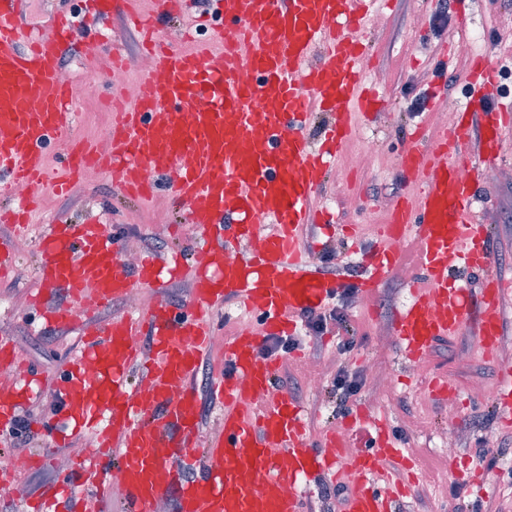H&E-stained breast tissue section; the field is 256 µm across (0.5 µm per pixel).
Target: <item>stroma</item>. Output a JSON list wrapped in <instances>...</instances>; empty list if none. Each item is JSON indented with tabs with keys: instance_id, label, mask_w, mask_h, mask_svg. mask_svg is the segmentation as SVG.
<instances>
[{
	"instance_id": "1",
	"label": "stroma",
	"mask_w": 512,
	"mask_h": 512,
	"mask_svg": "<svg viewBox=\"0 0 512 512\" xmlns=\"http://www.w3.org/2000/svg\"><path fill=\"white\" fill-rule=\"evenodd\" d=\"M426 0H391L388 8L373 14L363 32L368 45L367 81L376 73H384V82H377L385 97V111L369 119H358L352 135L344 142L334 164V172L314 198L316 207L333 213L337 223L358 227L355 243H336L321 232L307 236L309 255L320 254L322 248L336 249L339 261L357 265L363 253L387 246L385 227L391 214L380 211V204L395 205L405 181L400 156L408 147L407 136L416 127H423L428 141H435L443 132L435 112L424 110L410 116L409 108L416 98L429 97L432 89L447 83V96L463 104L466 89L458 81H445L438 65V51L448 40H455L454 66L466 70L472 39H479L484 55L498 62L504 49L512 50V0H473L466 16L450 14L445 31H437L428 20ZM79 46L117 45L122 49L124 67L110 70V87L88 90L84 73L88 66L107 68L102 55H75L68 59L61 74L72 84L81 107L77 111L74 137L78 140L100 141L112 126L113 112L108 106L110 90L134 95L138 92L142 69L141 36L121 18L105 25L81 24L71 31ZM501 38L500 48H493L492 38ZM398 113L395 124L385 121L386 110ZM375 140L379 158L365 170L354 169L353 163L359 139ZM348 171L344 183H337L335 173ZM491 193L477 206L476 223H484L487 214L494 213L498 221L491 227L494 239V263L501 266L502 280L512 283V184L491 182ZM164 215L169 232L156 230L157 215ZM100 217L108 231L119 237L135 232L146 254H165L173 249L193 251L202 242L199 226L189 223L187 207H176L172 201V183L161 178L153 197L130 201L120 196L111 177L94 174L89 186L57 194L44 190L41 207L28 233L37 238L46 224L56 220ZM412 240H405L400 275L390 276L381 284L376 302L370 306L354 304L348 307L350 324L356 344L344 358L350 372H363L365 366L390 368L395 386L384 401L376 395L381 379L373 372L363 379L360 391L347 401H340L332 392L333 364L337 357V341L324 337L319 342L305 340L288 357L287 365L296 377H303L310 361H318L326 381L321 391L307 387L295 391L297 401L306 409V428L311 442H318L341 428L344 418L356 409H364L371 417H386L395 445L407 451L415 464L416 482L409 495L395 504V512H496L512 501V427L501 425L491 403L477 399L474 383L498 387L502 368L499 358L512 354V293L506 295L503 306L504 328L495 357H484L476 348L469 328L432 343L423 358L422 370H415L404 359L397 341L383 342V334L392 332L397 311L410 299V280L416 271L412 261ZM18 265L25 268L24 278L9 276L0 280V336L24 343L29 363L40 377L32 397L19 410V417H47L62 423L63 414L58 384L76 354L83 339L81 325L66 330L48 329L32 308L30 298L39 284L33 274L36 251H19ZM447 383L448 397H432L428 386L432 381ZM456 407H449V399ZM464 429L468 432L465 447L459 448L458 459H475L478 448H486L487 459L494 468L484 469L483 485L461 481L457 472L445 468L437 447V435L443 430ZM32 445L46 448L47 454L36 467L21 471L17 477L25 490L23 497H0V512H24L27 500L60 483L73 468L76 460L89 451L94 435L84 434L66 441L45 444L39 434H32Z\"/></svg>"
}]
</instances>
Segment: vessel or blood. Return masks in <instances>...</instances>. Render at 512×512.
<instances>
[{"instance_id": "b4317fda", "label": "vessel or blood", "mask_w": 512, "mask_h": 512, "mask_svg": "<svg viewBox=\"0 0 512 512\" xmlns=\"http://www.w3.org/2000/svg\"><path fill=\"white\" fill-rule=\"evenodd\" d=\"M382 2L223 0L238 41L225 44L217 67L211 50L168 49L151 39L153 22L136 10L137 0H88L98 18L122 13L148 32L156 69L143 75L139 100L120 110L107 154L74 141L65 166L76 177L100 160L123 193L140 197L155 191V176L169 175L206 241L190 261L148 255L131 267L120 240L96 221L53 224L41 235L33 307L52 326L121 298L136 282L150 287L187 268L194 281L188 302L160 298L146 312L85 332L59 398L74 430L96 429L97 447L76 462L78 483L50 488L30 512H83L75 487L93 494L111 468L124 479L123 512H155L168 499L174 512H310L303 479L341 464L350 484L343 512H394L413 474L387 423L356 412L323 443H310L300 404L277 383L278 363L258 355L264 336L293 334V316L320 309L332 292L304 260L298 233L317 220L310 202L331 145L350 134L353 112L377 109L365 84L360 26ZM24 7L25 0H0V183L10 185L43 183L48 143L71 139L75 120L73 88L58 80L74 51L68 31L75 20L57 13L51 36H36L22 20ZM246 72L256 74L254 83L243 81ZM500 79L489 59L475 58L463 76L471 94L460 121L431 148L413 146L402 156L405 171L424 176L418 205L397 204L386 227L388 237L411 235L417 245L411 300L393 322L411 361L469 319L485 355L503 334L505 283L490 271L491 230L472 220L477 190L502 163V134L512 128V100L503 101ZM317 119L321 146L308 135ZM401 262L385 249L364 253L361 287L376 292ZM463 270L478 276V292L460 285ZM230 299L259 313L264 331L243 325L225 343L227 369L212 378L224 405L222 434L203 449L196 376L210 351L206 315ZM16 355L13 341L0 337L1 445L38 376L31 366L13 374ZM496 409L511 426V373L500 377ZM384 456L399 477L381 487L373 474Z\"/></svg>"}]
</instances>
